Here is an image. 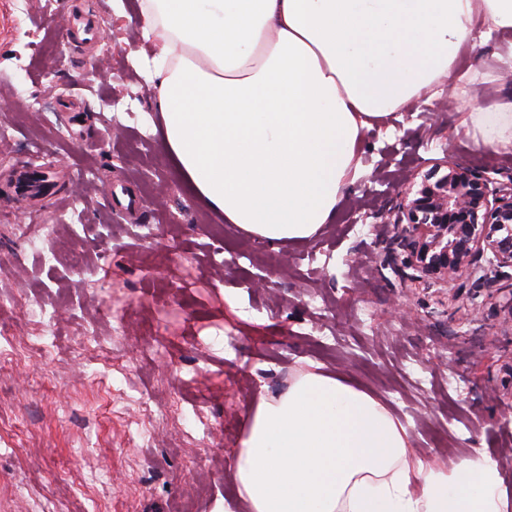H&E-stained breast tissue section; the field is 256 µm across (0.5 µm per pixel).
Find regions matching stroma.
Returning a JSON list of instances; mask_svg holds the SVG:
<instances>
[{"mask_svg": "<svg viewBox=\"0 0 512 512\" xmlns=\"http://www.w3.org/2000/svg\"><path fill=\"white\" fill-rule=\"evenodd\" d=\"M112 2L74 0L89 40L47 0H0V176L50 165L59 183L36 200L0 187V512H178L188 495L243 512L224 438L317 365L432 467L497 461L512 497V274L487 252L436 283L391 255L399 195L436 162L512 181V148L468 122L512 97L491 80L512 36L464 42L454 82L364 133L335 222L274 247L189 194L139 64L143 0ZM118 186L134 211L107 200ZM33 207L40 233L13 234ZM29 336L50 343L20 352Z\"/></svg>", "mask_w": 512, "mask_h": 512, "instance_id": "35a3bbf8", "label": "stroma"}]
</instances>
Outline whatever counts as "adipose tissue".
<instances>
[{"instance_id":"1","label":"adipose tissue","mask_w":512,"mask_h":512,"mask_svg":"<svg viewBox=\"0 0 512 512\" xmlns=\"http://www.w3.org/2000/svg\"><path fill=\"white\" fill-rule=\"evenodd\" d=\"M512 0H147L141 36L164 144L193 199L270 244L333 223L363 132L450 77L476 18ZM512 147V100L471 113ZM249 512H512L497 464L449 470L347 379L260 399L231 470Z\"/></svg>"}]
</instances>
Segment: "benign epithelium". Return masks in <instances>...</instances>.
Segmentation results:
<instances>
[{"mask_svg": "<svg viewBox=\"0 0 512 512\" xmlns=\"http://www.w3.org/2000/svg\"><path fill=\"white\" fill-rule=\"evenodd\" d=\"M394 223L406 225L407 264L424 278L447 282L484 252L512 268V180L492 188L445 159L400 194Z\"/></svg>", "mask_w": 512, "mask_h": 512, "instance_id": "7a95c632", "label": "benign epithelium"}]
</instances>
